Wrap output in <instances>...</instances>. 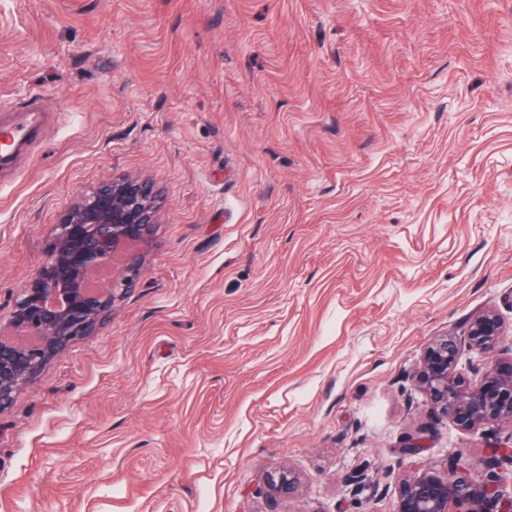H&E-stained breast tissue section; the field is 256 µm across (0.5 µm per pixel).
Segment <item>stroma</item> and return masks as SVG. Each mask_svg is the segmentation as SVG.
<instances>
[{"label":"stroma","mask_w":512,"mask_h":512,"mask_svg":"<svg viewBox=\"0 0 512 512\" xmlns=\"http://www.w3.org/2000/svg\"><path fill=\"white\" fill-rule=\"evenodd\" d=\"M34 94L0 326L80 196L145 179L159 222L0 409V512H396L512 446L412 379L487 310L494 353L457 369L512 366V0H0V113ZM296 478L290 470L282 469L267 477L268 489L279 497H289L296 489Z\"/></svg>","instance_id":"stroma-1"}]
</instances>
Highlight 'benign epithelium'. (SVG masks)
<instances>
[{
  "mask_svg": "<svg viewBox=\"0 0 512 512\" xmlns=\"http://www.w3.org/2000/svg\"><path fill=\"white\" fill-rule=\"evenodd\" d=\"M154 189L147 181L119 180L84 196L65 220L55 225L48 261L28 280L10 316L11 332L0 331V408L48 359L72 341L87 336L112 310L116 298L132 286L141 262L138 246L155 229ZM502 323L487 311L477 316L463 338L449 334L427 348L416 380L432 408L472 428L492 420L512 422V368L487 369L477 384L456 372L464 349L495 351ZM512 467V451L495 455L486 477L471 475L461 458L448 469L428 467L403 481L397 512H453L468 503L471 512H512L503 501L500 469ZM268 489L288 497L296 478L282 469L267 477Z\"/></svg>",
  "mask_w": 512,
  "mask_h": 512,
  "instance_id": "obj_1",
  "label": "benign epithelium"
}]
</instances>
